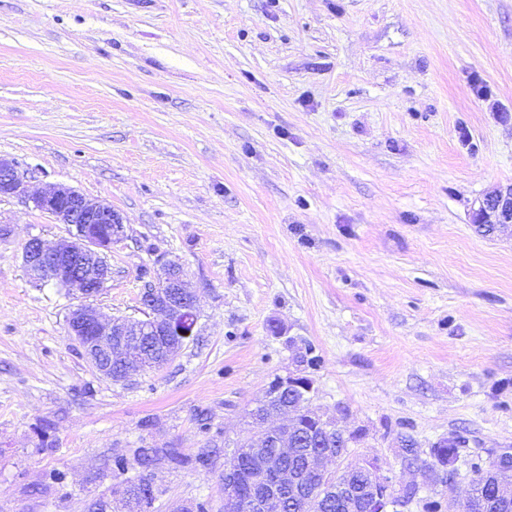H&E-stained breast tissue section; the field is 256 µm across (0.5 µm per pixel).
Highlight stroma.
Here are the masks:
<instances>
[{"label": "stroma", "instance_id": "obj_1", "mask_svg": "<svg viewBox=\"0 0 512 512\" xmlns=\"http://www.w3.org/2000/svg\"><path fill=\"white\" fill-rule=\"evenodd\" d=\"M0 157L30 191L0 197V512H88L137 448L184 458L155 512H224L225 444L301 361L382 476L415 479L408 440L460 438L463 474L512 449V226L472 218L512 183V0H0ZM52 186L123 218L104 317L184 265L163 368L100 375L87 300L29 278L27 240L69 236Z\"/></svg>", "mask_w": 512, "mask_h": 512}]
</instances>
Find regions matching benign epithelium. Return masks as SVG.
Returning a JSON list of instances; mask_svg holds the SVG:
<instances>
[{"label":"benign epithelium","instance_id":"benign-epithelium-1","mask_svg":"<svg viewBox=\"0 0 512 512\" xmlns=\"http://www.w3.org/2000/svg\"><path fill=\"white\" fill-rule=\"evenodd\" d=\"M26 193L23 177L11 160L0 158V196ZM35 207L52 215L60 224H70L76 233L53 247L38 237L30 238L23 249V264L37 282H54L77 287L84 298L97 297L110 278L107 253L112 245L125 238L123 219L112 206L93 201L69 187H53L33 198ZM474 223L495 228L512 224V184L498 187L478 201L473 210ZM185 269L181 262L169 260L162 264L158 283L145 285L140 297L144 318H103L96 308L81 304L67 319L69 335L80 345L86 360L101 374L126 381L147 369L160 368L187 345L197 323V302L185 285ZM300 388L314 393L313 380L298 369L286 376L277 375L269 383L263 399L277 398L288 390ZM272 418L282 419L276 427L246 436L247 444L260 452L273 440L274 450L266 456L265 467L273 480L261 491L245 496L235 479L233 461H224V512H282L285 497L292 501H311L316 491L305 485L304 478L283 464L295 454L296 412L291 405L253 419L264 424ZM308 470L317 475L336 477V492L353 496L347 473L341 470L342 456L329 450L311 451L307 455ZM336 461V469L325 467ZM370 493L367 512H408L415 503L420 486L417 483H394L378 474L376 461L362 464ZM496 493L512 498V467L498 470Z\"/></svg>","mask_w":512,"mask_h":512}]
</instances>
